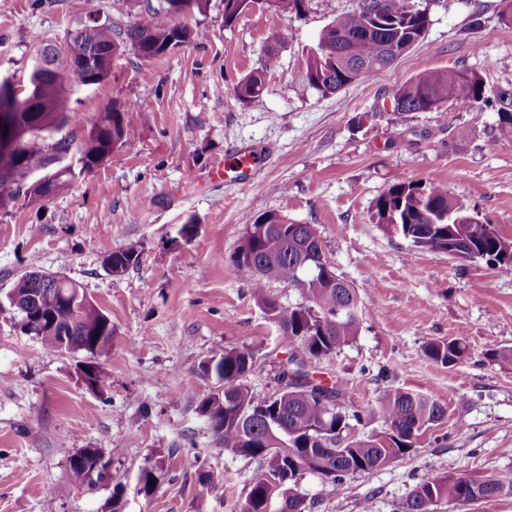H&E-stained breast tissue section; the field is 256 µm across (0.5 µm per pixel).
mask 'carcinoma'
Masks as SVG:
<instances>
[{
	"label": "carcinoma",
	"mask_w": 512,
	"mask_h": 512,
	"mask_svg": "<svg viewBox=\"0 0 512 512\" xmlns=\"http://www.w3.org/2000/svg\"><path fill=\"white\" fill-rule=\"evenodd\" d=\"M224 26L230 27L255 0H223ZM309 0H261L267 9L300 17ZM179 3L190 8V21L179 26L172 10ZM210 0H142L140 11L128 24L112 23L90 33L75 28L69 39L91 45V77L107 79L112 65L131 53L151 60L171 50L204 38ZM429 25L426 10L408 6L406 0H357L355 7L336 16L320 32L307 66L308 87L323 95L334 94L360 78H377L396 61L386 56V47L404 52L419 45ZM275 50L267 52L263 67L233 87L235 97L249 102L265 87L264 72L276 66ZM78 61L64 48L45 54V66L18 79L14 94L37 100L31 112L7 113L0 122V210H8L20 194H29V174L45 168L76 149L79 169L67 165L56 169L54 179L35 192L42 198L62 192L69 181L92 172L112 151L126 145L135 127V109L130 103H115L112 111L91 119L72 107L71 95L78 84ZM398 112H431L455 101L462 108L489 103L484 84L474 72L449 68L430 70L399 86L394 94ZM500 138L512 142V93L498 94ZM84 129L80 139H54L68 127ZM282 216L265 211L245 232L234 252L233 263L252 273L258 302L276 323L289 356L274 377L290 376L289 388L267 396L255 395L244 383L254 365V355L245 348L224 351L214 364L215 393L199 404L200 413L215 440L239 456L256 463L249 491L239 512H308L299 492L301 480L311 475L321 480L323 490L333 495L344 480L380 469L407 454L424 432L440 424L445 406L427 393L401 388L384 392L378 411L386 429L354 439L343 436L349 416L335 404L326 410L314 396L322 381L307 370V361L331 355L350 344L364 316L359 296L349 283L332 274L335 285L323 280L318 262L325 257L323 241L313 224H290L275 232L266 224L281 223ZM374 223L384 234L398 236L428 251H446L464 261H484L498 273L512 275V243L491 224L483 223L439 183L402 181L391 185L375 204ZM141 245L131 243L108 254L112 264L127 272L141 259ZM33 270L20 276L7 295L21 330L52 345L49 337L66 341L62 350L80 352L92 386L104 390L99 361L112 356V320L90 300L85 290L69 279L38 278ZM280 282L301 290L305 302L283 309L265 295V287ZM424 355L443 366L455 367L468 356L460 337L431 341ZM277 421L278 446L265 444L267 427ZM68 476L78 486L91 487L95 467L111 464L100 448H83L68 458ZM502 495H512V470L486 478L441 475L420 482L400 503L398 512H431L445 501L452 508L471 506Z\"/></svg>",
	"instance_id": "cac0c4a2"
}]
</instances>
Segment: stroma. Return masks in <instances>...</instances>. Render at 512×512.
<instances>
[{"label":"stroma","instance_id":"obj_1","mask_svg":"<svg viewBox=\"0 0 512 512\" xmlns=\"http://www.w3.org/2000/svg\"><path fill=\"white\" fill-rule=\"evenodd\" d=\"M414 2L430 16L423 43L383 76L333 95L308 87L307 58L355 0H311L300 19L257 7L229 28L222 0H210L204 40L150 61L124 59L101 84L75 87V110L90 117L130 102L137 122L130 144L64 193L22 197L0 212V512H237L254 463L215 442L198 411L214 382L199 367L248 348L246 383L264 396L288 358L251 274L231 261L264 211L316 225L336 274L366 307L356 339L308 365L315 378L340 381L341 405L362 414L348 435L385 430L374 409L389 388L432 393L447 409L409 453L347 478L335 495L305 477L308 512H395L428 477L512 469V365L491 359L512 350V276L413 247L372 221L393 183L434 181L512 241V143L496 134V107L393 109L394 91L428 70L477 73L491 98L512 91V24L501 19V0ZM95 10L118 23L133 18L111 0H0V77L28 72L37 40L63 41ZM271 46L278 63L263 93L238 101L234 85ZM266 143L268 155L259 151ZM244 151L258 156L247 181L215 177ZM190 217L195 237L177 241ZM132 242L142 247L139 266L112 277L103 256ZM32 269L64 273L111 318L104 392L79 380L78 354L16 328L6 297ZM448 337L470 351L453 368L423 354ZM83 448L111 454V485L71 483L68 457ZM149 460L158 480L145 493L138 475ZM203 471L223 483L204 489Z\"/></svg>","mask_w":512,"mask_h":512}]
</instances>
